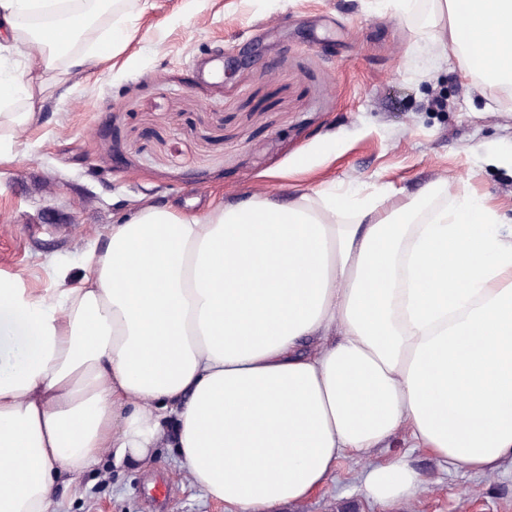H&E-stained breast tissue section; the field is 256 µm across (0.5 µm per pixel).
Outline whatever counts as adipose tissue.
Returning a JSON list of instances; mask_svg holds the SVG:
<instances>
[{"label":"adipose tissue","mask_w":512,"mask_h":512,"mask_svg":"<svg viewBox=\"0 0 512 512\" xmlns=\"http://www.w3.org/2000/svg\"><path fill=\"white\" fill-rule=\"evenodd\" d=\"M89 2L0 0V50L27 62L0 73V159L49 85L127 43L115 22L77 48L109 0ZM433 2L438 47L512 84V0ZM442 192L145 203L55 294L0 277V512H56L62 477L162 446L226 512H281L400 434L481 474L512 461V225ZM364 486L392 505L424 480L398 458Z\"/></svg>","instance_id":"obj_1"}]
</instances>
